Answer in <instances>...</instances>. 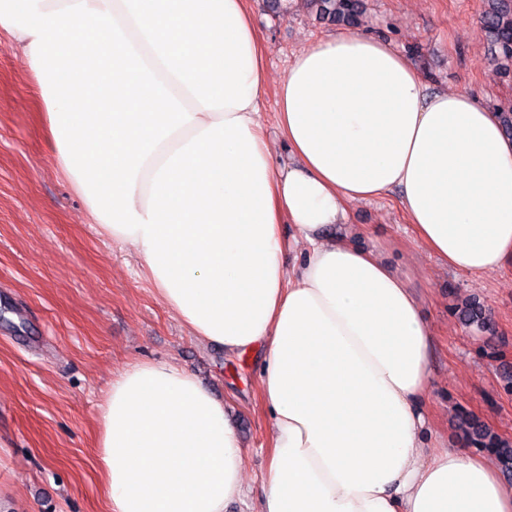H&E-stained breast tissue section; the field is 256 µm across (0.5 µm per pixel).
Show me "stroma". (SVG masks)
Here are the masks:
<instances>
[{"label": "stroma", "mask_w": 512, "mask_h": 512, "mask_svg": "<svg viewBox=\"0 0 512 512\" xmlns=\"http://www.w3.org/2000/svg\"><path fill=\"white\" fill-rule=\"evenodd\" d=\"M359 31L386 39L432 90H467L491 109L512 106V74L479 32L486 0H363ZM267 71L262 120L277 165L292 158L275 114L288 64L312 40L335 34L307 0L281 13L254 0ZM336 234L389 244L387 262L408 275L435 332L429 396L438 448L462 444L460 411L512 439V263L475 279L410 246L411 225L396 195L347 207ZM474 297L492 329L464 327L449 307ZM142 360L191 371L219 399L256 478L269 462V428L256 355L225 356L187 330L153 292L129 247L102 235L60 173L48 140L37 80L0 35V496L13 512H107L96 467L98 403L113 373Z\"/></svg>", "instance_id": "obj_1"}]
</instances>
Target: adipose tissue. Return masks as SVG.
I'll list each match as a JSON object with an SVG mask.
<instances>
[{"mask_svg":"<svg viewBox=\"0 0 512 512\" xmlns=\"http://www.w3.org/2000/svg\"><path fill=\"white\" fill-rule=\"evenodd\" d=\"M0 30L95 224L191 336L259 352L260 512H512L487 453L426 445L434 332L407 276L332 232L349 203L394 190L428 255L474 278L512 263V139L494 110L339 32L277 88L295 159L277 168L249 0H0ZM99 423L109 512H224L247 492L223 402L175 364L118 372Z\"/></svg>","mask_w":512,"mask_h":512,"instance_id":"1","label":"adipose tissue"}]
</instances>
